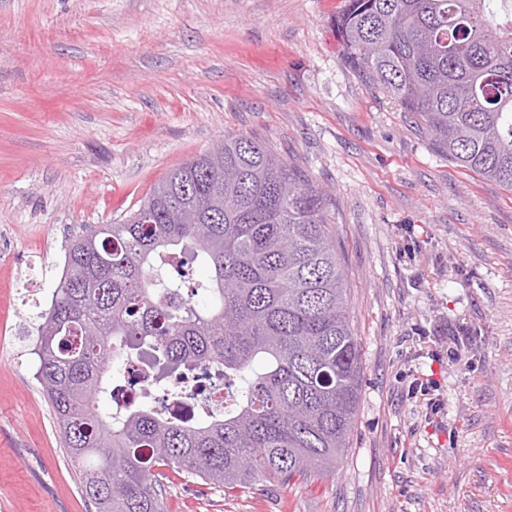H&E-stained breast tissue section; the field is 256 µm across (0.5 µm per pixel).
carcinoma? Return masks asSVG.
<instances>
[{
	"mask_svg": "<svg viewBox=\"0 0 512 512\" xmlns=\"http://www.w3.org/2000/svg\"><path fill=\"white\" fill-rule=\"evenodd\" d=\"M351 68L437 152L512 189V0H347ZM330 195L262 142L226 136L121 224H78L34 318L35 379L93 512H165L158 464L226 488L336 470L362 379ZM210 269L175 306L177 255ZM154 380L208 364L236 384L197 419L116 403L127 351Z\"/></svg>",
	"mask_w": 512,
	"mask_h": 512,
	"instance_id": "1",
	"label": "carcinoma"
}]
</instances>
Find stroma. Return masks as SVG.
Returning <instances> with one entry per match:
<instances>
[{"label":"stroma","mask_w":512,"mask_h":512,"mask_svg":"<svg viewBox=\"0 0 512 512\" xmlns=\"http://www.w3.org/2000/svg\"><path fill=\"white\" fill-rule=\"evenodd\" d=\"M345 0H0V331L36 312L76 224H119L225 135L333 197L363 377L335 473L208 485L164 468L167 512H512V190L440 155L345 62ZM469 336L429 364L426 336ZM433 367L440 425L409 399ZM26 348H0V512H89Z\"/></svg>","instance_id":"stroma-1"}]
</instances>
